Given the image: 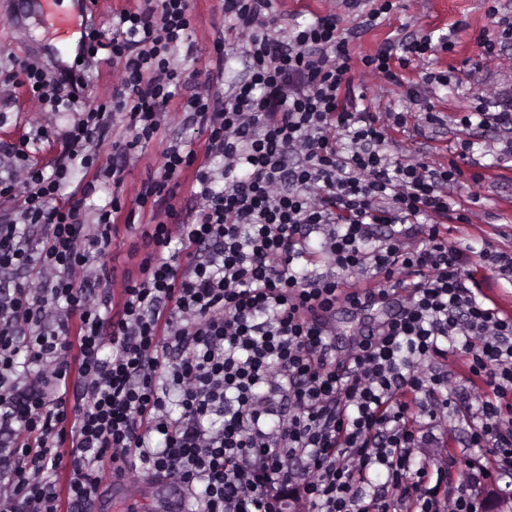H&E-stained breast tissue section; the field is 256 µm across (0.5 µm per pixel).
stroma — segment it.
<instances>
[{"label":"stroma","instance_id":"stroma-1","mask_svg":"<svg viewBox=\"0 0 512 512\" xmlns=\"http://www.w3.org/2000/svg\"><path fill=\"white\" fill-rule=\"evenodd\" d=\"M276 12L296 15L307 21L312 15L338 13V25L356 29L357 14L339 10L336 0H274ZM193 57L187 69L191 80L202 83L214 65L213 43L224 32L223 0H193ZM512 20V0H399L395 10L378 26L360 32L349 49L355 61L352 81L356 93L378 116L389 112L406 115L404 128L392 130L387 149L392 158L416 156L434 164L457 162L462 175L448 189L456 206L465 208L469 223L448 226L451 241L475 248L490 246L512 252V161L498 158L501 142L488 141L473 160L460 159V144L472 136L459 120L484 99L512 110V39L500 36L502 19ZM448 35L452 50L433 47L424 58L398 68L400 83H392L364 69L359 59L375 53L387 41L401 42L412 35ZM496 42L494 55L484 53V40ZM74 38L57 34L39 15L38 0H0V69L36 60L54 69L60 54L71 52ZM183 96L170 103L168 125L143 151L127 163L118 180L101 176V167L112 162V144L104 142L96 167L75 168L73 182L95 181L97 191L91 202L103 204L113 192L133 200L148 174L156 172L173 138L191 140L198 163H207L205 133L181 124ZM441 116V123L425 122L426 111ZM74 112H45L29 97L25 88L0 96V177L17 169L19 161L13 147L22 136L34 135L44 125L56 127L51 140L42 142L36 158L41 165L53 164L64 156L66 144L61 136L77 120ZM149 249L138 231L120 229L112 247L103 257L112 271V299H119L123 280L136 274ZM168 495L160 485L138 484L135 476L117 480L104 471L94 500V512H165Z\"/></svg>","mask_w":512,"mask_h":512}]
</instances>
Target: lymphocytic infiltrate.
<instances>
[{
    "instance_id": "lymphocytic-infiltrate-1",
    "label": "lymphocytic infiltrate",
    "mask_w": 512,
    "mask_h": 512,
    "mask_svg": "<svg viewBox=\"0 0 512 512\" xmlns=\"http://www.w3.org/2000/svg\"><path fill=\"white\" fill-rule=\"evenodd\" d=\"M225 34L203 90L182 123L206 134L221 170L197 165L190 142L170 145L133 201L119 196L86 219L63 200L71 162L99 160L111 128L114 161L133 159L167 124L186 76L191 0H140L91 29L88 58L120 67L112 94L86 104L85 64L47 75L36 62L0 74L28 85L51 111L79 115L67 160L52 168L19 151L24 181L0 179V269L21 273L0 295V512H91L106 466L169 479L193 512H284L292 487L308 512H480L473 481L444 496L433 478L453 457L416 456L418 394L464 411L471 470L512 468V317L468 287L467 256L448 221L468 223L448 187L457 164L397 162L390 125L360 107L354 63L398 76L395 46L353 60L334 14L277 30L273 0H224ZM242 54L248 76L224 88V65ZM194 169L189 215L172 203L173 180ZM154 250L125 278L118 312L103 313L90 279L111 283L95 261L118 223ZM321 260L382 276L391 318L334 344L333 316L356 302L345 282L299 267ZM462 355L492 389L457 396L437 359Z\"/></svg>"
}]
</instances>
